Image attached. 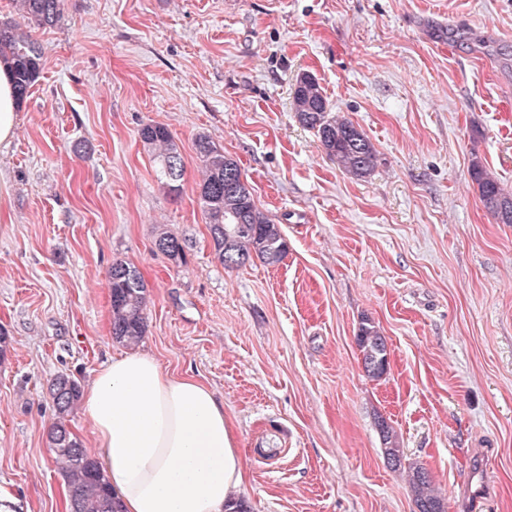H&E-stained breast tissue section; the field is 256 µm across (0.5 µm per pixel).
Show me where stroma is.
<instances>
[{
	"label": "stroma",
	"mask_w": 512,
	"mask_h": 512,
	"mask_svg": "<svg viewBox=\"0 0 512 512\" xmlns=\"http://www.w3.org/2000/svg\"><path fill=\"white\" fill-rule=\"evenodd\" d=\"M32 30L42 74L0 150V488L20 512H63L47 433L50 381L87 385L111 333L113 262L147 286L139 350L211 386L232 416L247 512H417L410 467L463 512H512V224L479 198L481 161L512 193V0H66ZM314 75L378 153L343 173L297 122ZM175 135L180 196L138 132ZM234 157L279 224L277 265L218 260L197 202L194 142ZM186 242L185 262L156 252ZM370 319L388 370L369 378ZM396 432L388 462L379 420ZM357 342L362 353L363 367L371 378H381L387 372L388 345L379 327L368 319L361 322Z\"/></svg>",
	"instance_id": "1"
}]
</instances>
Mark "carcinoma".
<instances>
[{
  "label": "carcinoma",
  "instance_id": "carcinoma-1",
  "mask_svg": "<svg viewBox=\"0 0 512 512\" xmlns=\"http://www.w3.org/2000/svg\"><path fill=\"white\" fill-rule=\"evenodd\" d=\"M17 11L39 27L52 26L63 14L65 0H15ZM0 56L13 61L10 78L18 102H23L41 73V55L29 35L15 22L0 20ZM291 108L299 124L314 131L329 160L356 179L375 171L377 152L367 137L349 119L332 112L315 76L300 75L292 88ZM139 137L159 166V179L171 193H180L184 162L175 136L160 123H146ZM202 178L197 199L208 219L213 246L226 268H239L258 258L268 265L280 263L288 253V242L279 225L256 204L250 186L238 162L224 154L205 137L195 140ZM471 177L480 199L501 224H512V193L500 187L478 160L471 164ZM157 251L173 260H185L186 244L177 237L162 234L155 241ZM108 288L111 301L112 338L127 345L140 342L145 335L147 287L140 274L123 262L112 264ZM357 342L363 367L371 378L387 372L388 345L379 327L368 319L361 322ZM56 418L48 431L50 448L60 466L66 485L67 512H123L119 496L112 490L97 461L89 456L80 439L70 430L67 417L81 396V386L63 375L50 387ZM388 460L401 463L394 428L384 419L378 423ZM409 478L418 512H445L429 473L413 466Z\"/></svg>",
  "mask_w": 512,
  "mask_h": 512
}]
</instances>
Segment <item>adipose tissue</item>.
I'll return each instance as SVG.
<instances>
[{
    "mask_svg": "<svg viewBox=\"0 0 512 512\" xmlns=\"http://www.w3.org/2000/svg\"><path fill=\"white\" fill-rule=\"evenodd\" d=\"M95 453L125 512H224L245 483L243 450L224 404L154 357H112L81 393Z\"/></svg>",
    "mask_w": 512,
    "mask_h": 512,
    "instance_id": "ef3b65f1",
    "label": "adipose tissue"
}]
</instances>
